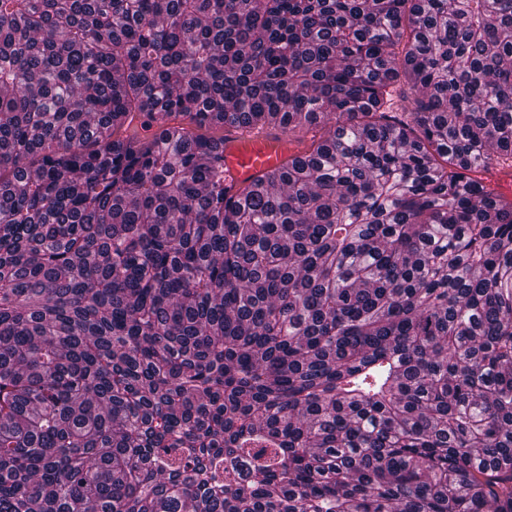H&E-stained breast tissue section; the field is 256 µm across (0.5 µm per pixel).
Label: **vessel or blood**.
<instances>
[{"label":"vessel or blood","instance_id":"b4317fda","mask_svg":"<svg viewBox=\"0 0 512 512\" xmlns=\"http://www.w3.org/2000/svg\"><path fill=\"white\" fill-rule=\"evenodd\" d=\"M292 148L285 133L277 129L256 130L228 127L224 130L226 187L260 175L287 160Z\"/></svg>","mask_w":512,"mask_h":512}]
</instances>
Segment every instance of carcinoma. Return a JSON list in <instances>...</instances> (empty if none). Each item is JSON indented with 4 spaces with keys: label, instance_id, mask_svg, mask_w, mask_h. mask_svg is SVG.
<instances>
[{
    "label": "carcinoma",
    "instance_id": "obj_1",
    "mask_svg": "<svg viewBox=\"0 0 512 512\" xmlns=\"http://www.w3.org/2000/svg\"><path fill=\"white\" fill-rule=\"evenodd\" d=\"M495 166L512 0H0V512H512ZM293 151L288 145V136L278 129L225 127V187H236L267 168L283 163Z\"/></svg>",
    "mask_w": 512,
    "mask_h": 512
}]
</instances>
